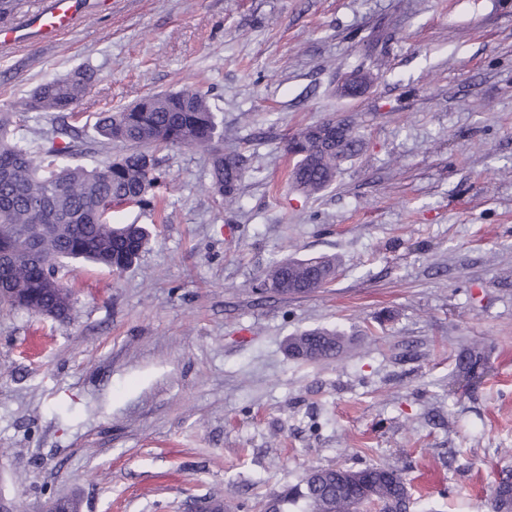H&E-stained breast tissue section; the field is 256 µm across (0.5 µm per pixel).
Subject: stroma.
<instances>
[{"instance_id": "1", "label": "stroma", "mask_w": 512, "mask_h": 512, "mask_svg": "<svg viewBox=\"0 0 512 512\" xmlns=\"http://www.w3.org/2000/svg\"><path fill=\"white\" fill-rule=\"evenodd\" d=\"M54 42L0 50V108L77 66L85 117L202 85L233 204L210 158L157 157L156 206L116 220L151 239L128 269L68 260L63 321L0 308V503L42 512H259L315 467H398L409 512H488L512 472V0H80ZM367 92L337 88L355 68ZM356 116L333 184L293 190L286 140ZM336 257L304 296L255 287L279 260ZM344 331L337 358L290 336ZM488 369L455 380L463 347ZM345 335L336 329L316 328L288 339L291 357L305 362L335 358L346 346Z\"/></svg>"}]
</instances>
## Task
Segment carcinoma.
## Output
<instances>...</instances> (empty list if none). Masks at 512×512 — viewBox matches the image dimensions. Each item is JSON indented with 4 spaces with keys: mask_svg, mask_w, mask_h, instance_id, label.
<instances>
[{
    "mask_svg": "<svg viewBox=\"0 0 512 512\" xmlns=\"http://www.w3.org/2000/svg\"><path fill=\"white\" fill-rule=\"evenodd\" d=\"M97 74L79 68L50 78L27 97L0 110V306L34 315L45 311L68 317L73 301L62 293V260L74 259L122 271L148 244L151 232L141 224L122 223L113 213L125 206L151 205L164 186L159 160L149 149L197 148L211 157V187L224 200L235 198L243 158L224 153L223 120L200 87L153 94L116 111L96 114L94 128L107 143L120 147L103 166L88 169L75 162L83 154L76 107L90 93ZM64 114L66 121L47 142L31 148L15 137L28 115ZM318 125L292 136L286 150L297 157L289 174L295 189L314 196L331 186L336 161L356 155L358 127L348 117L338 126V140L318 141ZM318 270L308 259L286 258L264 276L259 294L304 295L321 288ZM336 329L316 328L288 339L291 357L316 362L336 357L346 346ZM481 352L458 359V371L480 377ZM512 474L492 488L490 512H512ZM410 491L402 472L377 463L361 469L342 466L310 470L297 485L270 494L263 512H360L369 499L383 501L384 512H407Z\"/></svg>",
    "mask_w": 512,
    "mask_h": 512,
    "instance_id": "carcinoma-1",
    "label": "carcinoma"
}]
</instances>
